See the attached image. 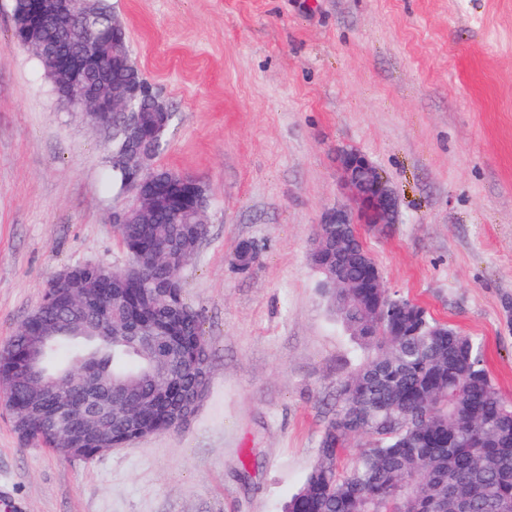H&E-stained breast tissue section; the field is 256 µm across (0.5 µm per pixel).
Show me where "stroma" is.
I'll list each match as a JSON object with an SVG mask.
<instances>
[{"mask_svg":"<svg viewBox=\"0 0 512 512\" xmlns=\"http://www.w3.org/2000/svg\"><path fill=\"white\" fill-rule=\"evenodd\" d=\"M176 113L158 162L205 184L181 278L209 390L182 429L93 460L23 441L0 404L16 512H283L367 355L309 260L351 201L336 151L377 165L394 224L362 227L391 294L476 338L512 397V0H108ZM0 0V348L65 268L125 267L111 130L66 107ZM259 245L252 273L231 267Z\"/></svg>","mask_w":512,"mask_h":512,"instance_id":"stroma-1","label":"stroma"}]
</instances>
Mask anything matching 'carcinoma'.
I'll return each instance as SVG.
<instances>
[{
    "label": "carcinoma",
    "mask_w": 512,
    "mask_h": 512,
    "mask_svg": "<svg viewBox=\"0 0 512 512\" xmlns=\"http://www.w3.org/2000/svg\"><path fill=\"white\" fill-rule=\"evenodd\" d=\"M92 11L100 20L98 28L82 42L72 43L62 24L48 23L41 36L42 48L35 53L48 77L50 51L72 50L93 56L121 79L142 78L130 60H112V47L103 46L97 33L112 25V11L106 0H98ZM144 95L138 106L143 129L140 150L159 157L173 126L157 127ZM131 167L112 161L110 181L118 196L129 188ZM161 190L143 205V216L117 229L120 242L137 272V286L113 298L106 293L98 271L84 268L82 278L94 285L92 301L72 306L60 285L58 302L39 306L27 316L19 331L0 350V376L21 374L28 360L25 338L37 333L38 320L59 324L54 337L43 346L39 368L48 377L60 378L77 404L83 394L82 380L88 375L100 379L102 388L118 403H134L169 389V402L153 418L159 433L175 429L171 414L175 403L187 405L192 392L209 382L208 345L199 313L181 316L168 307L177 302L165 297L155 314L160 319L181 323L186 353L198 354L201 365L179 385L168 382L167 355L144 350L128 329L149 313L137 305L143 296H159L163 288L182 287L180 272L195 254L207 234V225L191 224L196 196L180 175L156 166ZM368 249L362 241L352 244L347 270L361 277ZM399 297L386 293L357 296L348 301L331 299L346 326L369 349L351 379L353 391L340 388L334 416L320 441V451L341 453L354 431L375 437L372 447L361 453L349 469L310 471L286 505L285 512H456L448 498V485L460 489L466 512H512V400L492 383L485 368L480 344L471 336L443 326L429 315L414 336H363L362 326L372 320L371 308ZM73 357L59 361L61 347ZM448 361V377L436 376V365ZM27 402L26 389L17 388L6 401L17 417Z\"/></svg>",
    "instance_id": "1"
}]
</instances>
